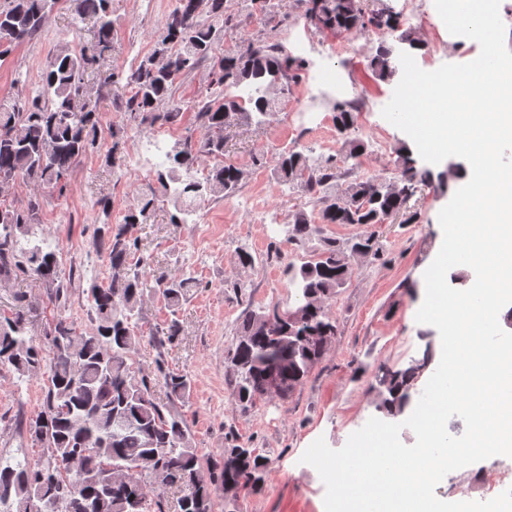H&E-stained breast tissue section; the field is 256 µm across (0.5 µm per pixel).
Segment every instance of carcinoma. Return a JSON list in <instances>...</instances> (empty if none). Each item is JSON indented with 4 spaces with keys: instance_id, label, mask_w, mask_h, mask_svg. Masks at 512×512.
Wrapping results in <instances>:
<instances>
[{
    "instance_id": "carcinoma-1",
    "label": "carcinoma",
    "mask_w": 512,
    "mask_h": 512,
    "mask_svg": "<svg viewBox=\"0 0 512 512\" xmlns=\"http://www.w3.org/2000/svg\"><path fill=\"white\" fill-rule=\"evenodd\" d=\"M111 0H79L80 18L95 19L92 41L78 49L60 44L44 66L41 82L27 102L0 98V188L22 179L33 185L23 208L0 203V279L18 274L37 276L56 302L67 293L59 280L57 254L40 245L24 246L39 223V189L64 192L73 169L94 147L99 125L96 106L84 76L99 69L112 52ZM305 13L318 20L316 29L338 37L362 31H388L395 43L381 46L370 59L380 80L397 74L399 46L415 45L412 32L401 29L399 16L388 8L368 9L366 0H303ZM56 0H0V56L34 38ZM237 27L225 0H177L154 50L131 69L126 86L131 96L126 111L151 123L171 124L181 107L174 101L177 81L211 60L215 92L199 103L197 117L204 132L194 141L179 140L165 152L156 176L171 204L170 223L186 224L202 203L233 195L244 179L231 164L205 167L208 158L224 154V129L252 116L264 117L278 108L271 96L298 78L302 60L289 54L277 38L249 43L244 51L216 58L221 33ZM336 131L345 135L355 124L358 108L351 102L332 104ZM275 177L296 184L310 195L323 224L371 228L404 214L427 175L409 166L398 182L359 178L336 191V159L311 164L293 149L279 154ZM159 199L142 195L118 224L105 214L98 228V246L110 275L82 290L92 313L91 326L58 317L48 333L47 347L28 337L24 312H0V365L18 377L42 376L43 408L29 419L25 432L42 448L39 458L18 449L22 458L0 461V512H164L162 488L178 485L184 494L179 512H215L218 493L226 488L247 494L261 489L269 461L256 448H226L219 457H205L193 447L189 426L175 403H186L192 381L170 373L157 362L169 403L154 398V383L139 376L133 352L143 339L140 320L145 297L159 292L171 319L156 332L162 348L181 333L178 311L191 289L200 285L192 267L175 277L151 281L148 260H133L138 250L134 230L151 221ZM318 234L305 213L287 225V241L304 245ZM383 252L380 236L366 231L342 244L320 238L311 258L293 271L292 304L281 309L247 305L239 317L236 341L229 349L226 377L241 412L253 410L276 388L287 398L302 385L326 355L337 335L329 310L338 289L354 273V262L375 259ZM432 362L425 347L421 359L404 369L379 368V407L387 416L403 414L423 369Z\"/></svg>"
}]
</instances>
